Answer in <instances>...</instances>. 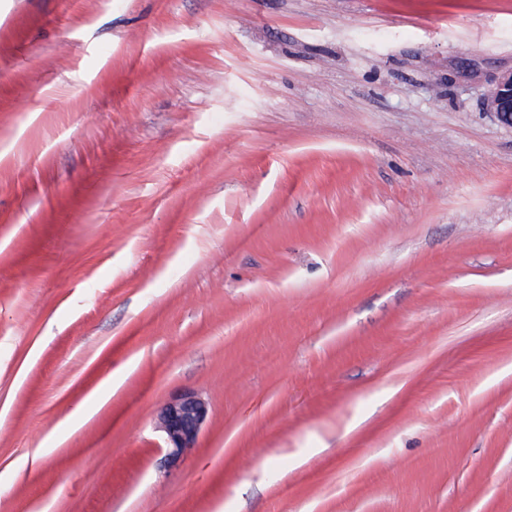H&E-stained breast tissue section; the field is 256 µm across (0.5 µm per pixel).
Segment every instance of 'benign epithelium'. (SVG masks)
Segmentation results:
<instances>
[{
  "instance_id": "obj_1",
  "label": "benign epithelium",
  "mask_w": 512,
  "mask_h": 512,
  "mask_svg": "<svg viewBox=\"0 0 512 512\" xmlns=\"http://www.w3.org/2000/svg\"><path fill=\"white\" fill-rule=\"evenodd\" d=\"M486 106L499 123L512 128V71L497 80ZM209 418L208 402L195 393H184L167 402L159 413L160 428L165 434V460L175 463L197 447Z\"/></svg>"
}]
</instances>
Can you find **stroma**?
Returning <instances> with one entry per match:
<instances>
[{"label": "stroma", "mask_w": 512, "mask_h": 512, "mask_svg": "<svg viewBox=\"0 0 512 512\" xmlns=\"http://www.w3.org/2000/svg\"><path fill=\"white\" fill-rule=\"evenodd\" d=\"M510 69L512 0H0V512H512ZM486 106L499 123L512 128V71L497 80L487 96ZM209 418L208 402L192 392L172 398L161 408L160 428L165 434V460L168 463H176L196 448Z\"/></svg>", "instance_id": "stroma-1"}]
</instances>
